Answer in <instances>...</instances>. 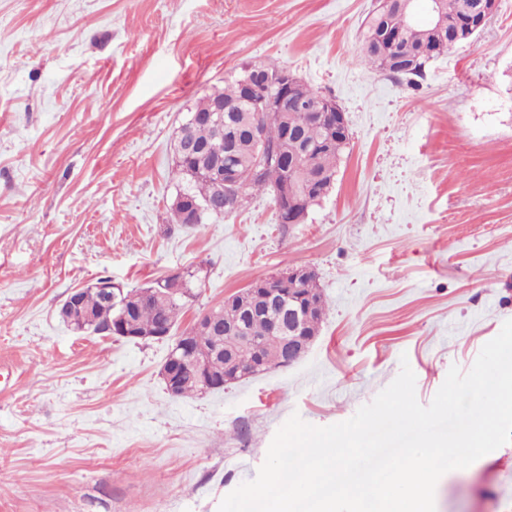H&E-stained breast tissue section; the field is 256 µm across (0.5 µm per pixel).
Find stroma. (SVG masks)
Segmentation results:
<instances>
[{
  "instance_id": "35a3bbf8",
  "label": "stroma",
  "mask_w": 512,
  "mask_h": 512,
  "mask_svg": "<svg viewBox=\"0 0 512 512\" xmlns=\"http://www.w3.org/2000/svg\"><path fill=\"white\" fill-rule=\"evenodd\" d=\"M374 0H0V512H218L291 415L350 419L408 360L429 405L512 319V0L419 88L359 52ZM336 100L331 192L172 223L173 143L245 66ZM315 269L318 336L289 367L171 397V341L71 331L74 289L198 270L179 330L252 282ZM436 512H512V443L443 475ZM290 183L291 180H288L283 186H275L272 189L277 221L281 224H301L306 216L297 212L295 208L292 194L289 190Z\"/></svg>"
}]
</instances>
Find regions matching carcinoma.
<instances>
[{
  "label": "carcinoma",
  "instance_id": "1",
  "mask_svg": "<svg viewBox=\"0 0 512 512\" xmlns=\"http://www.w3.org/2000/svg\"><path fill=\"white\" fill-rule=\"evenodd\" d=\"M475 2L443 0L448 24L440 29L428 24H412L407 13L398 6L385 10L376 4L365 19L360 51L374 70L403 77L408 85L413 86L423 78L424 70L432 60L476 37L474 33L467 35L459 31V22ZM243 95L241 80L236 79L225 85L224 90L203 97L195 106L194 112L206 113L211 111L217 99L238 104V111L233 113V122L227 126L207 121H187L179 127L172 168L177 181L176 195L171 204L173 223L186 224L184 214L191 206L205 208L208 203L224 198V180L219 178V173L224 171V163L228 160L236 166L248 187L222 212L203 213L204 219L231 214L244 205L249 193H261L288 178L287 171L279 166L269 168L261 181L252 178L255 142L250 128L255 123L259 125L266 143L286 156L298 153L306 144L322 145L295 170L294 177L299 188L316 183L320 178L327 185L336 178L337 164L348 136H335L330 133L328 123L313 121L304 104L286 112L273 108L258 111L243 101ZM196 281L197 273L187 270L164 276L146 288L125 290L122 309L114 307L96 291L88 290L82 294L81 310L87 312L89 318L77 324V331L108 336L110 325L125 311L129 316L128 326L137 332L148 335L169 332L173 330L180 313L194 301L192 297L183 296L179 289L191 290ZM299 287L298 294L310 296L316 305V310L304 314L302 319L303 330L308 336L315 337L325 315L326 300L314 276L299 281ZM213 311L222 316L224 325L243 319L246 334L262 347L266 357L273 362L281 358L284 347L280 336L272 329L274 313H256L244 318L237 308L223 304L213 308ZM189 332L195 334L197 343L219 350L205 372L218 390L227 385V380L233 377L238 366L246 367L253 360V352L247 345L239 346L232 356L224 355L222 330L201 332L194 323ZM181 372L180 396L205 392L203 381L192 367H183Z\"/></svg>",
  "mask_w": 512,
  "mask_h": 512
}]
</instances>
